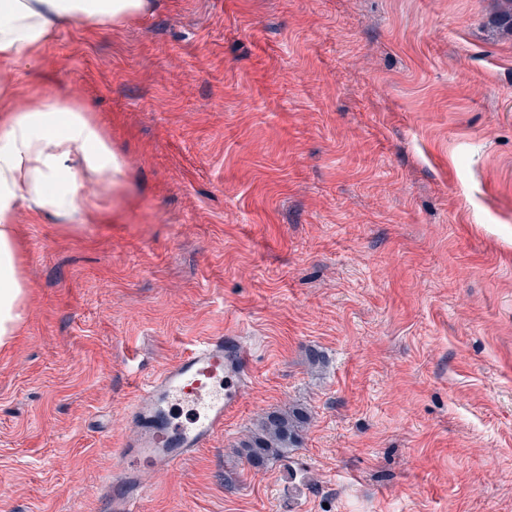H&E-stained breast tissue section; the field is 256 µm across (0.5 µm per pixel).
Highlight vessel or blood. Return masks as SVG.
<instances>
[{"label":"vessel or blood","instance_id":"1","mask_svg":"<svg viewBox=\"0 0 512 512\" xmlns=\"http://www.w3.org/2000/svg\"><path fill=\"white\" fill-rule=\"evenodd\" d=\"M254 377V354L244 337L209 336L164 367L126 408L133 437L122 439L119 463L98 485L112 512H136L145 493L143 468L163 470L207 447L242 401Z\"/></svg>","mask_w":512,"mask_h":512}]
</instances>
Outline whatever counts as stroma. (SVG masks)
<instances>
[{
  "mask_svg": "<svg viewBox=\"0 0 512 512\" xmlns=\"http://www.w3.org/2000/svg\"><path fill=\"white\" fill-rule=\"evenodd\" d=\"M73 23L15 93L85 104L125 162L16 225L0 512H109L128 403L198 340L255 349L210 447L139 512H512V36L498 0H151ZM301 410L287 458L242 450Z\"/></svg>",
  "mask_w": 512,
  "mask_h": 512,
  "instance_id": "35a3bbf8",
  "label": "stroma"
}]
</instances>
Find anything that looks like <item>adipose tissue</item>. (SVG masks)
<instances>
[{
    "instance_id": "ef3b65f1",
    "label": "adipose tissue",
    "mask_w": 512,
    "mask_h": 512,
    "mask_svg": "<svg viewBox=\"0 0 512 512\" xmlns=\"http://www.w3.org/2000/svg\"><path fill=\"white\" fill-rule=\"evenodd\" d=\"M149 6L150 0H0V348L24 316L19 210L69 221L124 176L123 161L86 106L55 93L17 103L10 67L34 57L66 25H121ZM89 185L95 194L86 193Z\"/></svg>"
}]
</instances>
